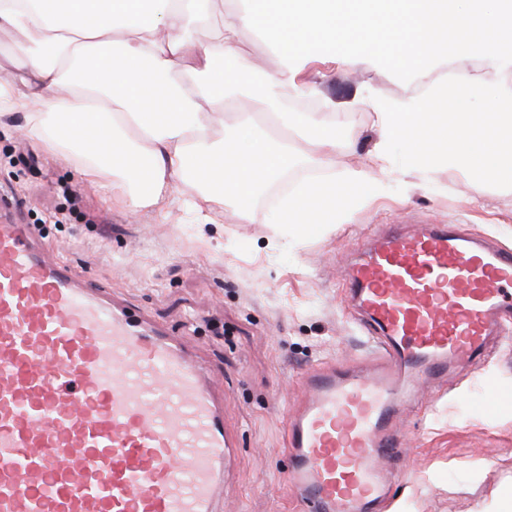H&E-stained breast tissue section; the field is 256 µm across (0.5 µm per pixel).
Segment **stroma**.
<instances>
[{
    "mask_svg": "<svg viewBox=\"0 0 512 512\" xmlns=\"http://www.w3.org/2000/svg\"><path fill=\"white\" fill-rule=\"evenodd\" d=\"M238 41L258 66L243 86L260 96L279 58L250 33ZM450 76L512 90V72L466 49L422 74L390 64L338 67L321 81L340 104L331 164H295L257 197L248 218L228 204L209 224L184 206L197 195L193 184L176 183L163 206L133 213L113 202L111 177L83 180L75 154L30 138L22 116L0 120V196L21 223L35 225L47 254L65 260L74 280L111 288L130 313L180 337L223 381L224 429L236 447L224 512H296L283 444L287 418L302 405V378L334 365L365 368L376 357L343 294L346 268L366 237L404 223L451 224L512 250V189L476 193L459 171L374 160L375 117L347 105L357 94L416 98ZM364 167L379 191L339 223L310 236L275 223L279 197L297 184ZM65 186L78 191L77 205L63 197ZM493 391L506 408L490 403ZM394 431L404 447L385 462L390 495L381 512H497L501 493L512 489V327L481 363L421 379Z\"/></svg>",
    "mask_w": 512,
    "mask_h": 512,
    "instance_id": "35a3bbf8",
    "label": "stroma"
}]
</instances>
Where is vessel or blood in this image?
I'll use <instances>...</instances> for the list:
<instances>
[{"label":"vessel or blood","mask_w":512,"mask_h":512,"mask_svg":"<svg viewBox=\"0 0 512 512\" xmlns=\"http://www.w3.org/2000/svg\"><path fill=\"white\" fill-rule=\"evenodd\" d=\"M33 240L0 209V512H218L230 444L210 373ZM346 283L380 362L305 379L284 446L302 512H379L399 399L512 319V251L447 224L372 238Z\"/></svg>","instance_id":"b4317fda"}]
</instances>
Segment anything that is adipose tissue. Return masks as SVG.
I'll use <instances>...</instances> for the list:
<instances>
[{
	"label": "adipose tissue",
	"mask_w": 512,
	"mask_h": 512,
	"mask_svg": "<svg viewBox=\"0 0 512 512\" xmlns=\"http://www.w3.org/2000/svg\"><path fill=\"white\" fill-rule=\"evenodd\" d=\"M396 15L411 37L402 70L436 69L465 48L512 68V0H0V30L20 34L8 55L19 78L0 82V112L74 150L87 180L111 175L130 210L189 180L209 210L229 202L246 216L288 167L324 166L336 152L319 113L290 115L275 102L316 93L318 66L385 59L392 34L382 20ZM214 19L219 30L196 39ZM243 32L279 56L261 102L227 92L250 65ZM264 102L273 110L259 125ZM299 138L312 143L302 155ZM374 194L364 171L311 181L281 200L276 221L321 229Z\"/></svg>",
	"instance_id": "obj_1"
}]
</instances>
